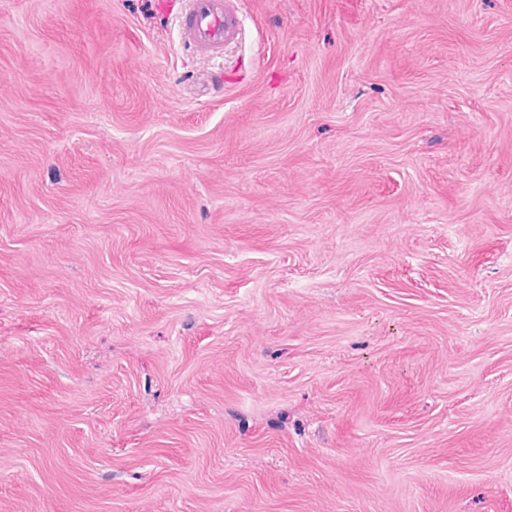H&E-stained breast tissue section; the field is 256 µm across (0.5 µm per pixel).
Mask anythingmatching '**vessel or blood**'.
Listing matches in <instances>:
<instances>
[{
  "instance_id": "vessel-or-blood-1",
  "label": "vessel or blood",
  "mask_w": 512,
  "mask_h": 512,
  "mask_svg": "<svg viewBox=\"0 0 512 512\" xmlns=\"http://www.w3.org/2000/svg\"><path fill=\"white\" fill-rule=\"evenodd\" d=\"M179 30L200 54L220 53L241 34L240 0H183Z\"/></svg>"
}]
</instances>
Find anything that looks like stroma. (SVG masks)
<instances>
[{
    "label": "stroma",
    "mask_w": 512,
    "mask_h": 512,
    "mask_svg": "<svg viewBox=\"0 0 512 512\" xmlns=\"http://www.w3.org/2000/svg\"><path fill=\"white\" fill-rule=\"evenodd\" d=\"M0 0V512H512V0ZM240 0H184L179 30L202 55L220 53L241 34Z\"/></svg>",
    "instance_id": "35a3bbf8"
}]
</instances>
